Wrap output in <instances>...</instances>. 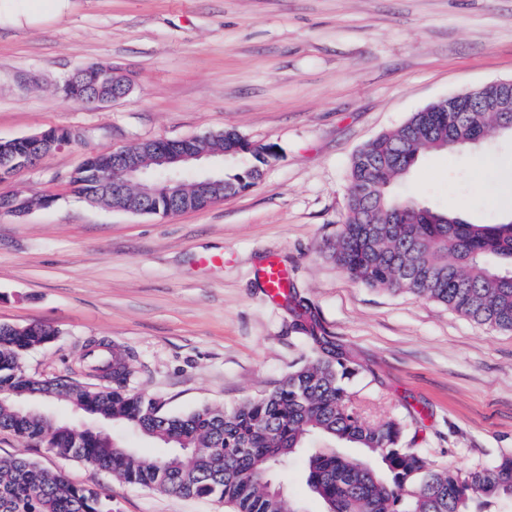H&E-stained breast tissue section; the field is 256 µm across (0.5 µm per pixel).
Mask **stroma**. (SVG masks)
<instances>
[{"label":"stroma","mask_w":512,"mask_h":512,"mask_svg":"<svg viewBox=\"0 0 512 512\" xmlns=\"http://www.w3.org/2000/svg\"><path fill=\"white\" fill-rule=\"evenodd\" d=\"M92 63L123 70L130 95L63 98L59 82ZM510 78L512 0H69L32 24L1 16L0 140L50 128L86 140L14 182L57 201L0 213V324L57 331L23 359L38 377H80L90 340L117 346L129 388L173 414L265 394L309 356L310 331L359 362L350 388L368 421L405 418L406 444L451 470L489 465L512 450V332L355 283L326 245L358 149L430 103ZM228 127L277 154L253 187L208 208L133 215L71 193L90 152ZM392 190L475 224L511 217L512 136L426 154ZM270 256L287 300L259 279ZM14 458L105 492L112 512H224L0 430V460Z\"/></svg>","instance_id":"obj_1"}]
</instances>
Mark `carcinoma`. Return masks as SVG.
<instances>
[{
    "mask_svg": "<svg viewBox=\"0 0 512 512\" xmlns=\"http://www.w3.org/2000/svg\"><path fill=\"white\" fill-rule=\"evenodd\" d=\"M101 64L81 69L76 83H62L66 97L87 98L102 85ZM512 112H415L352 157L349 207L330 257L355 282L410 293L437 302L482 326L512 331V219L472 224L463 215L394 196L391 185L428 152L452 153L493 129L512 134ZM37 151L25 140L0 142V155ZM267 158L224 177L249 188ZM119 177L113 153L85 159L70 179L73 193L94 205H110L100 176ZM42 325L0 324V429L107 471L116 479L180 497L206 498L226 512H299L269 474L306 453L305 481L326 512H472L477 500L512 499V452L461 476L433 464L405 445L400 418L371 424L360 414L349 381L359 364L325 336H310L311 357L293 367L273 389L231 409L204 406L181 414L159 409L154 399L126 388L130 370L120 352L87 349V371L106 373L112 384L78 379H39L23 357L52 342ZM30 389L55 405L77 407L93 420L124 424L151 439L152 455L122 445L94 428L71 429L63 420L19 412L11 390ZM316 438L363 449L349 458L312 447ZM0 512H112L101 491L70 483L36 461L0 462Z\"/></svg>",
    "mask_w": 512,
    "mask_h": 512,
    "instance_id": "obj_1",
    "label": "carcinoma"
}]
</instances>
